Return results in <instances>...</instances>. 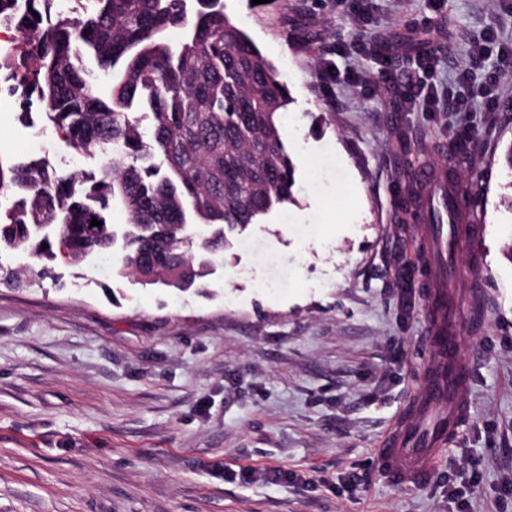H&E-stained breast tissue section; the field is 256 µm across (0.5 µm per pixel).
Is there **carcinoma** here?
<instances>
[{
    "instance_id": "obj_1",
    "label": "carcinoma",
    "mask_w": 512,
    "mask_h": 512,
    "mask_svg": "<svg viewBox=\"0 0 512 512\" xmlns=\"http://www.w3.org/2000/svg\"><path fill=\"white\" fill-rule=\"evenodd\" d=\"M94 15L59 14L54 0H0V25L20 42L0 60L80 155L105 156L90 186L42 158L0 164V238L50 273L54 244L70 261L116 255L114 276L185 292L204 287L210 257L241 232L295 202L296 165L279 114L293 101L277 69L224 11L222 0H94ZM183 30L174 44L167 33ZM112 80L99 92L89 64ZM145 107L148 129L130 117ZM163 156L167 172L154 163ZM122 209L117 232L105 212ZM102 222L89 231L91 220ZM48 248H42V244Z\"/></svg>"
}]
</instances>
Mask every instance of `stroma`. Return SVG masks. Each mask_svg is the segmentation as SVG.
Here are the masks:
<instances>
[{
    "mask_svg": "<svg viewBox=\"0 0 512 512\" xmlns=\"http://www.w3.org/2000/svg\"><path fill=\"white\" fill-rule=\"evenodd\" d=\"M224 4L293 97L280 121L297 202L232 238L202 295L116 280L94 256L57 260V283L0 284V512H512V0ZM490 33L472 83L502 73L498 110L477 96L449 111ZM411 37L435 49L432 76ZM338 45L353 80L321 75ZM425 79L435 109L407 106ZM31 123L39 109L0 114V160L30 159ZM462 123L472 136L452 160ZM415 161L452 166L466 223L489 232L485 317L462 325L470 416L431 480L404 489L375 453L428 354ZM493 38L489 36L482 44H476L470 53L468 65L461 70L459 74V83H468L471 70L484 64L485 59L489 56L490 44H493Z\"/></svg>",
    "mask_w": 512,
    "mask_h": 512,
    "instance_id": "stroma-1",
    "label": "stroma"
}]
</instances>
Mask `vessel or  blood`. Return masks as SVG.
I'll return each instance as SVG.
<instances>
[{
    "instance_id": "vessel-or-blood-1",
    "label": "vessel or blood",
    "mask_w": 512,
    "mask_h": 512,
    "mask_svg": "<svg viewBox=\"0 0 512 512\" xmlns=\"http://www.w3.org/2000/svg\"><path fill=\"white\" fill-rule=\"evenodd\" d=\"M413 182L432 186L429 201L447 215H454L461 208V201L448 197L444 189L437 187L427 167L414 168ZM484 234L485 227L481 224L470 225L464 235L452 224L431 226V249L416 260L429 284L423 295L424 342L429 355L422 367V389L384 434L376 450L381 473L395 485L408 488L425 485L469 414L472 363L461 354L459 323L465 312L482 311L483 259L475 253L467 263L455 264L447 256ZM448 279L466 283V293L448 292L444 286Z\"/></svg>"
}]
</instances>
